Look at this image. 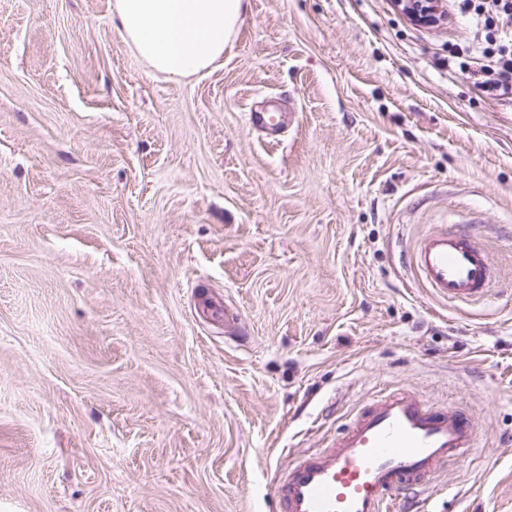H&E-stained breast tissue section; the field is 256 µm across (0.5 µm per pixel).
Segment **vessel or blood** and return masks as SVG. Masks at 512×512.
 <instances>
[{
    "label": "vessel or blood",
    "mask_w": 512,
    "mask_h": 512,
    "mask_svg": "<svg viewBox=\"0 0 512 512\" xmlns=\"http://www.w3.org/2000/svg\"><path fill=\"white\" fill-rule=\"evenodd\" d=\"M410 263L439 300L467 303L491 290L492 256L476 236L433 231ZM475 440L460 410L405 391L387 393L354 415L329 447L279 472V512H391L394 490L427 484Z\"/></svg>",
    "instance_id": "b4317fda"
}]
</instances>
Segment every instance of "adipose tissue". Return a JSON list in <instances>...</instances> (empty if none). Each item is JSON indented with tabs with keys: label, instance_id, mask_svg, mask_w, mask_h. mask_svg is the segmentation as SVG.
<instances>
[{
	"label": "adipose tissue",
	"instance_id": "adipose-tissue-1",
	"mask_svg": "<svg viewBox=\"0 0 512 512\" xmlns=\"http://www.w3.org/2000/svg\"><path fill=\"white\" fill-rule=\"evenodd\" d=\"M249 0H113L112 26L158 73L197 75L224 56Z\"/></svg>",
	"mask_w": 512,
	"mask_h": 512
}]
</instances>
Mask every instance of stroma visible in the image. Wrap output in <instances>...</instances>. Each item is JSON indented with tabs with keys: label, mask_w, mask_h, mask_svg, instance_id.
Returning a JSON list of instances; mask_svg holds the SVG:
<instances>
[{
	"label": "stroma",
	"mask_w": 512,
	"mask_h": 512,
	"mask_svg": "<svg viewBox=\"0 0 512 512\" xmlns=\"http://www.w3.org/2000/svg\"><path fill=\"white\" fill-rule=\"evenodd\" d=\"M112 2L0 0V512H277L394 390L477 431L420 508L512 512V105L449 73L466 22L250 0L178 82ZM438 224L490 250L483 301L412 277Z\"/></svg>",
	"instance_id": "obj_1"
}]
</instances>
